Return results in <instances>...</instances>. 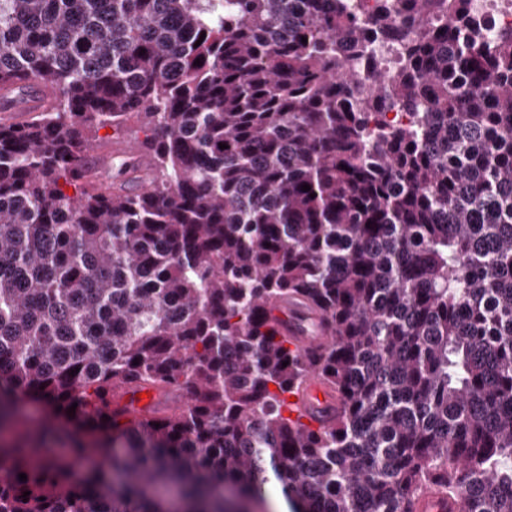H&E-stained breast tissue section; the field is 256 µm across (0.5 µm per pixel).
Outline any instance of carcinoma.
<instances>
[{"mask_svg":"<svg viewBox=\"0 0 512 512\" xmlns=\"http://www.w3.org/2000/svg\"><path fill=\"white\" fill-rule=\"evenodd\" d=\"M469 2L0 0V112L48 97L0 119V512H251L271 477L294 512H512V29ZM372 32L396 73L336 72ZM400 52L398 44L380 42L373 45L374 56L381 62L383 71L387 74L398 69ZM299 310V305L295 301L288 300L280 305V309L276 312L279 317L280 324L293 347H298L303 352L310 351L318 345L325 343L327 336H309L304 334L296 319L295 315ZM291 403H295L300 411L313 417H319L321 411L335 407V398L318 377L311 376L308 378L303 392L294 396V401ZM139 393H151V396L148 399L136 397ZM157 398L158 394L152 388H123L114 391L112 407L123 410L127 418H138L155 404ZM414 508L415 512H459L461 503L438 491H429L416 501Z\"/></svg>","mask_w":512,"mask_h":512,"instance_id":"cac0c4a2","label":"carcinoma"}]
</instances>
